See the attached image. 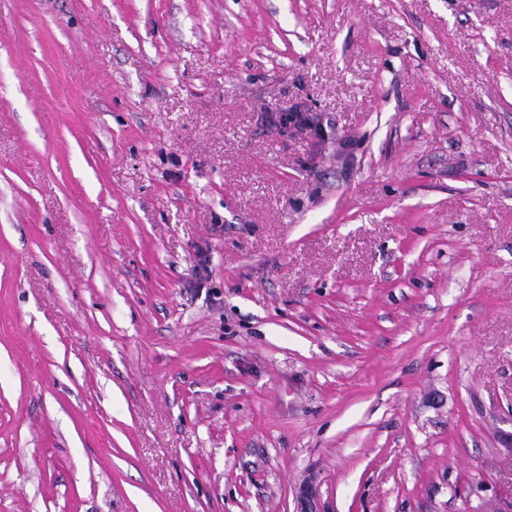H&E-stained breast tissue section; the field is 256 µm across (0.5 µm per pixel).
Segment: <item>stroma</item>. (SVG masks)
Wrapping results in <instances>:
<instances>
[{
  "label": "stroma",
  "mask_w": 512,
  "mask_h": 512,
  "mask_svg": "<svg viewBox=\"0 0 512 512\" xmlns=\"http://www.w3.org/2000/svg\"><path fill=\"white\" fill-rule=\"evenodd\" d=\"M512 0H0V512L512 500Z\"/></svg>",
  "instance_id": "stroma-1"
}]
</instances>
